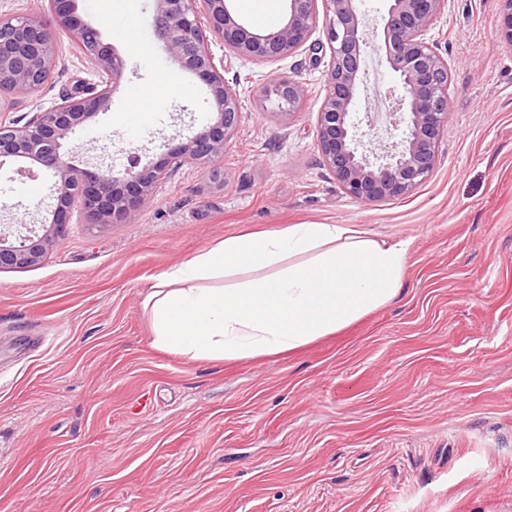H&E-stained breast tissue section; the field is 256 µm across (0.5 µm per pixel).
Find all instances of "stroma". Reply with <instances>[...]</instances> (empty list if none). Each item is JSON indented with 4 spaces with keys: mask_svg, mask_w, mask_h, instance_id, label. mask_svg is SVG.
<instances>
[{
    "mask_svg": "<svg viewBox=\"0 0 512 512\" xmlns=\"http://www.w3.org/2000/svg\"><path fill=\"white\" fill-rule=\"evenodd\" d=\"M369 33L356 111L390 101L387 0ZM499 0H446L427 37L448 61V126L410 194L348 196L324 165L317 117L329 52L262 64L211 37L241 112L220 173L172 168L132 224L74 212L38 266L0 270V512H512V45ZM58 70L11 119L98 74L66 34ZM306 95L285 114L281 78ZM186 95L145 128L112 122L134 88ZM211 117L205 87L161 44L125 59L110 110L77 136L79 167L156 160ZM37 180L39 200L11 193ZM55 176L0 164V225L37 224ZM351 224L409 249L387 305L295 351L196 362L152 345V276L212 242L284 224Z\"/></svg>",
    "mask_w": 512,
    "mask_h": 512,
    "instance_id": "35a3bbf8",
    "label": "stroma"
}]
</instances>
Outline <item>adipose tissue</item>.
Instances as JSON below:
<instances>
[{
	"label": "adipose tissue",
	"instance_id": "adipose-tissue-1",
	"mask_svg": "<svg viewBox=\"0 0 512 512\" xmlns=\"http://www.w3.org/2000/svg\"><path fill=\"white\" fill-rule=\"evenodd\" d=\"M140 88L114 124L134 129L145 101L186 94ZM408 244L344 224H288L228 236L154 277L142 305L155 348L190 362L275 355L330 335L397 294Z\"/></svg>",
	"mask_w": 512,
	"mask_h": 512
}]
</instances>
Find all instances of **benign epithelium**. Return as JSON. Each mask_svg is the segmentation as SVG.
I'll list each match as a JSON object with an SVG mask.
<instances>
[{"mask_svg":"<svg viewBox=\"0 0 512 512\" xmlns=\"http://www.w3.org/2000/svg\"><path fill=\"white\" fill-rule=\"evenodd\" d=\"M229 0H153L152 35L180 69L206 86L213 115L193 136L179 142L157 161L132 163L122 174L112 167L80 169L71 163L67 145L99 113L107 111L122 81L125 62L102 31L80 16L78 0H43L39 14L0 18V85L20 94L47 84L58 66L54 35L69 34L93 63L98 84L64 96L48 111L25 123L0 120V160L27 164V171H50L56 205L41 224L25 232L0 230V269L41 264L66 236L72 206L80 204L90 224H130L151 199L157 182L176 165L202 161L219 165L239 116L236 84L224 76L209 49V36L222 39L240 59L275 63L304 46L317 21V3L328 17L326 43L331 62L325 74L326 95L318 112V142L324 164L350 197L361 202L407 195L431 173L440 139L448 125V61L427 38L445 0H389L384 17L383 61L402 89L395 111L387 113L398 140L364 149L373 129H361L355 112L359 74L367 45L357 0H287L288 12L271 31L240 23ZM503 17L497 35L512 43V0H499ZM288 111L305 89L295 80L279 81Z\"/></svg>","mask_w":512,"mask_h":512,"instance_id":"benign-epithelium-1","label":"benign epithelium"}]
</instances>
